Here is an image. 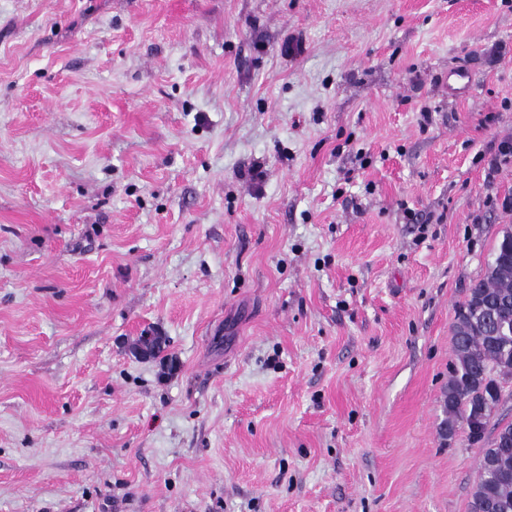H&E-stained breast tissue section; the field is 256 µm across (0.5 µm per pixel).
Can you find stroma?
<instances>
[{
    "mask_svg": "<svg viewBox=\"0 0 512 512\" xmlns=\"http://www.w3.org/2000/svg\"><path fill=\"white\" fill-rule=\"evenodd\" d=\"M504 143L506 0H0V512H470ZM454 360L444 392V439L486 427L512 382V234L504 230L483 277L468 290L451 330ZM472 444L483 441L468 434Z\"/></svg>",
    "mask_w": 512,
    "mask_h": 512,
    "instance_id": "1",
    "label": "stroma"
}]
</instances>
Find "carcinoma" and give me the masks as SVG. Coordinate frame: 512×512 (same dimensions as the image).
Wrapping results in <instances>:
<instances>
[{
    "label": "carcinoma",
    "instance_id": "cac0c4a2",
    "mask_svg": "<svg viewBox=\"0 0 512 512\" xmlns=\"http://www.w3.org/2000/svg\"><path fill=\"white\" fill-rule=\"evenodd\" d=\"M451 347L440 425L448 440L460 428L487 426L512 382V234L499 233L483 277L458 307ZM470 512H512V423L481 448Z\"/></svg>",
    "mask_w": 512,
    "mask_h": 512
}]
</instances>
